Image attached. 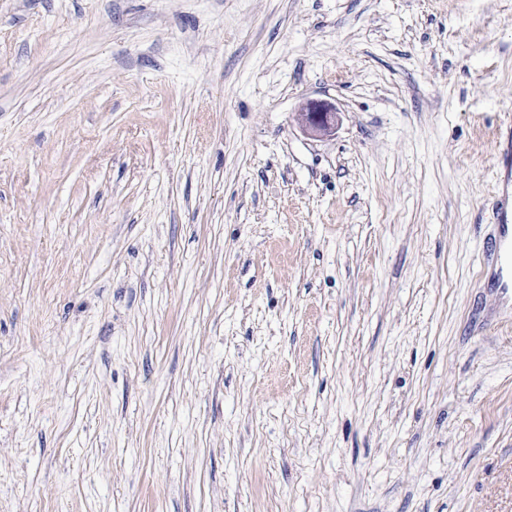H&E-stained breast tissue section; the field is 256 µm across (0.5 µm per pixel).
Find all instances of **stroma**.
<instances>
[{"label": "stroma", "mask_w": 512, "mask_h": 512, "mask_svg": "<svg viewBox=\"0 0 512 512\" xmlns=\"http://www.w3.org/2000/svg\"><path fill=\"white\" fill-rule=\"evenodd\" d=\"M509 120L512 0H0V512H512ZM337 115L336 108L329 103L312 100L295 113V120L306 134L323 137L336 128ZM503 207L501 211L498 213V220L502 224L501 236L498 243V249L501 252L502 258V268L505 269V275H500L498 278V284L504 294H507L508 291H511L512 288V236L508 235L507 224L509 223L508 216V207L509 204L506 203V198L503 200Z\"/></svg>", "instance_id": "obj_1"}]
</instances>
